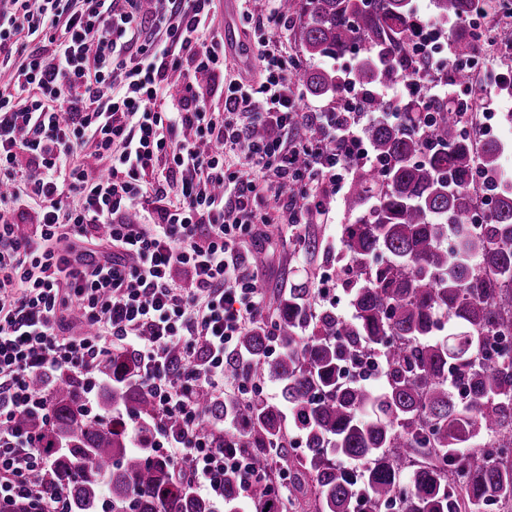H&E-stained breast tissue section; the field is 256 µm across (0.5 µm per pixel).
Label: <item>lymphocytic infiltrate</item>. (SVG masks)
Masks as SVG:
<instances>
[{"label": "lymphocytic infiltrate", "mask_w": 512, "mask_h": 512, "mask_svg": "<svg viewBox=\"0 0 512 512\" xmlns=\"http://www.w3.org/2000/svg\"><path fill=\"white\" fill-rule=\"evenodd\" d=\"M140 2L0 0V506L66 512L64 495L34 480L53 460L23 425L52 422L49 393L32 380L77 378L94 409L100 363L117 351L134 354L122 380L151 393L153 446L190 493L224 512L226 474L244 501L255 485L276 497L286 487L249 449L209 440L196 393L230 398L234 427L267 399L252 376L225 374L240 336L266 319L249 243L274 221L270 200L287 197L301 230L325 186L346 183L349 159L372 163L361 131L373 115L298 111L295 61L274 48L288 19L256 18L251 0L240 16L264 79L229 81L223 110H209L193 83L173 92L168 76L223 73V39L197 40L214 0H152L147 16ZM439 28L416 5L409 49L432 71L453 55L426 51ZM306 125L335 158L299 137ZM230 152L246 170L225 172ZM31 210L40 222L29 235L18 221Z\"/></svg>", "instance_id": "obj_1"}]
</instances>
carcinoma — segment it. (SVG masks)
Instances as JSON below:
<instances>
[{
	"label": "carcinoma",
	"instance_id": "cac0c4a2",
	"mask_svg": "<svg viewBox=\"0 0 512 512\" xmlns=\"http://www.w3.org/2000/svg\"><path fill=\"white\" fill-rule=\"evenodd\" d=\"M433 19L449 26L456 57L474 41L466 24L472 0H430ZM298 18L297 36L310 59L354 54L350 72L364 94L379 84L424 78L428 71L409 54L412 0H282ZM448 87L469 86L470 73L444 69ZM308 92L342 98L346 82L331 67L302 74ZM376 118L363 140L383 165L349 162L336 263L353 316L309 310L313 289L288 288L271 323L280 352L267 355L270 337L256 325L239 339L247 366L233 357L226 372L270 378L281 397L257 401L245 428L224 425V402L203 390V429L216 444L233 438L254 450L261 466L292 474L293 493L274 498L259 485L250 512H299L295 491L308 481L314 512H512V351H498L512 333V173L500 158L505 146L480 141L468 99L408 96L370 101ZM476 135L466 137L462 128ZM491 197L475 230L474 176ZM299 251L314 256L323 241L297 236ZM369 348L383 355L384 387L344 382L342 366ZM135 359L115 352L102 371L128 372ZM472 399L461 403L456 388ZM53 423L42 448L53 457L44 480L64 490L73 512H213L205 498L180 489L168 460L149 443L153 397L138 386L103 391L97 417L83 414L80 380L59 376L50 391ZM298 429L303 454L284 444L285 420ZM356 459L362 471L345 468ZM224 502L238 508V482L224 477Z\"/></svg>",
	"mask_w": 512,
	"mask_h": 512
}]
</instances>
